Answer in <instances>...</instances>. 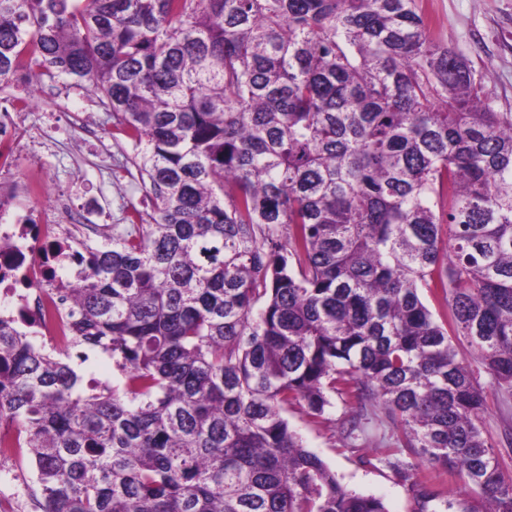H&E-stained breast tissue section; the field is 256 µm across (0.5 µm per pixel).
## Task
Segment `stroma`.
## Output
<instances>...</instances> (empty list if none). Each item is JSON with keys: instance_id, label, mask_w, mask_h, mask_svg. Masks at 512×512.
I'll use <instances>...</instances> for the list:
<instances>
[{"instance_id": "1", "label": "stroma", "mask_w": 512, "mask_h": 512, "mask_svg": "<svg viewBox=\"0 0 512 512\" xmlns=\"http://www.w3.org/2000/svg\"><path fill=\"white\" fill-rule=\"evenodd\" d=\"M430 19V36L454 49L468 61L473 73L484 79V91L498 112H512V0H422ZM44 97L27 100L22 84L0 91V113H18L22 130L7 151L18 178L36 170L71 204L94 202L102 218V238L112 236V227L126 223L129 209L150 213L135 168L129 162L127 141L114 134L112 121L103 107L87 111L96 95L89 82L67 79L44 83ZM54 125L52 148L40 147L32 139L45 125ZM455 347L473 369L486 397L485 434L495 448L505 476L512 477V396L495 385L465 340ZM345 407L332 398L325 420L309 419L303 408H288L285 416L304 445L315 452L335 473L346 489L380 497L389 512H414L412 495L400 481L392 458L380 448L388 430L383 414L376 413L368 425L366 448L352 452L342 448L338 421ZM24 472L35 481L28 454L10 448L0 460V497L12 501L16 512H30L27 494H16L14 477Z\"/></svg>"}]
</instances>
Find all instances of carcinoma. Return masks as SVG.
<instances>
[{
  "label": "carcinoma",
  "instance_id": "1",
  "mask_svg": "<svg viewBox=\"0 0 512 512\" xmlns=\"http://www.w3.org/2000/svg\"><path fill=\"white\" fill-rule=\"evenodd\" d=\"M93 82L151 203L60 310L121 389L0 317L33 512H388L283 416L379 406L416 512H512L464 337L512 392V112L418 0H0V88ZM439 302L430 309L424 294ZM90 353L91 359L88 363L80 364L77 358L74 359V367L84 378V383L89 378H94L102 385L110 387H122V376L115 369L112 358L98 351H86ZM448 491L453 493L455 498L462 502L465 507L471 509V512H484L485 503L481 497L461 482L448 477Z\"/></svg>",
  "mask_w": 512,
  "mask_h": 512
}]
</instances>
